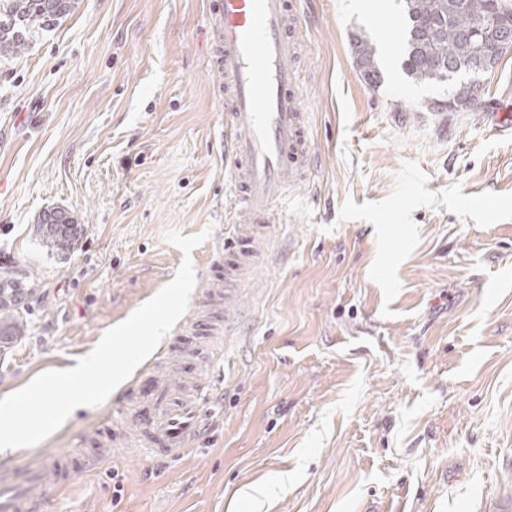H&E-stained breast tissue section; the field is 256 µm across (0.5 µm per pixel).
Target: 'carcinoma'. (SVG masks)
Masks as SVG:
<instances>
[{
	"instance_id": "carcinoma-1",
	"label": "carcinoma",
	"mask_w": 512,
	"mask_h": 512,
	"mask_svg": "<svg viewBox=\"0 0 512 512\" xmlns=\"http://www.w3.org/2000/svg\"><path fill=\"white\" fill-rule=\"evenodd\" d=\"M405 20L407 76L420 84L448 83V67L466 72L480 57L497 51L498 32L512 29V0H402ZM79 0H3L0 4V53L19 54L27 35L52 26L78 8ZM483 27L478 43L474 28ZM353 63L362 79L377 86L382 71L377 48L366 36L351 35ZM474 109L467 92L452 89L448 101L433 103L430 111L468 112ZM36 236L56 252L70 251L81 235V228L66 213H45L35 225ZM36 283L0 281V346L8 348L25 335L24 307L20 303L35 294Z\"/></svg>"
}]
</instances>
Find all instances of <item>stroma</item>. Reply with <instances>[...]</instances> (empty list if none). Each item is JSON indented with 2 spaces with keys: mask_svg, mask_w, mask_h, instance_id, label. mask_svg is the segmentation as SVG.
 I'll return each mask as SVG.
<instances>
[{
  "mask_svg": "<svg viewBox=\"0 0 512 512\" xmlns=\"http://www.w3.org/2000/svg\"><path fill=\"white\" fill-rule=\"evenodd\" d=\"M301 0L302 109L312 168L261 225L250 311L199 368L207 427L182 458L125 445L128 385L80 410L14 466L47 474L41 512H512V53L469 112L402 69L399 0ZM214 0H80L0 56V266L37 283L26 333L0 355V398L91 353L175 276L168 239L206 233L197 288L224 286V91ZM377 47L358 74L350 36ZM63 210L70 252L33 228ZM353 63L362 79L378 86L382 81V71L377 62V48L374 43L361 33L351 34Z\"/></svg>",
  "mask_w": 512,
  "mask_h": 512,
  "instance_id": "1",
  "label": "stroma"
}]
</instances>
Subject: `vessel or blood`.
<instances>
[{
	"instance_id": "1",
	"label": "vessel or blood",
	"mask_w": 512,
	"mask_h": 512,
	"mask_svg": "<svg viewBox=\"0 0 512 512\" xmlns=\"http://www.w3.org/2000/svg\"><path fill=\"white\" fill-rule=\"evenodd\" d=\"M300 8L297 0H216L215 68L224 89V143L232 160V194L254 222H264L294 182L310 170V143L301 107L302 84L293 64ZM259 252L254 238H240L224 253V323L206 321L190 329L178 354L180 365L223 357L229 327L246 314L238 282ZM131 429L113 441H134L158 458H179L196 443L210 393L179 368L157 372L148 389L131 390ZM87 466L75 457L50 456L42 465L0 468V512H37L48 487L45 471L77 473Z\"/></svg>"
}]
</instances>
